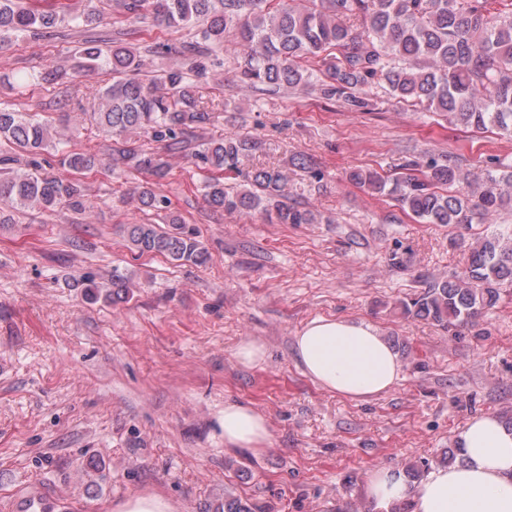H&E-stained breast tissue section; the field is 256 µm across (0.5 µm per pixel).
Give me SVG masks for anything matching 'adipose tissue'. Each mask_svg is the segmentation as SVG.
Returning <instances> with one entry per match:
<instances>
[{
	"label": "adipose tissue",
	"instance_id": "ef3b65f1",
	"mask_svg": "<svg viewBox=\"0 0 512 512\" xmlns=\"http://www.w3.org/2000/svg\"><path fill=\"white\" fill-rule=\"evenodd\" d=\"M295 357L318 386L362 400L380 395L401 379L402 364L372 324L320 317L294 342ZM228 448H263L271 426L251 404L228 401L220 419ZM462 463L431 471L417 484L392 467L369 476V495L387 508L411 500L413 512H512V427L487 413L471 418L458 435Z\"/></svg>",
	"mask_w": 512,
	"mask_h": 512
}]
</instances>
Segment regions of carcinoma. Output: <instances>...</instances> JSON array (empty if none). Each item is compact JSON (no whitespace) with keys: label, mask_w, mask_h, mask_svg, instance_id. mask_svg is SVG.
Returning <instances> with one entry per match:
<instances>
[{"label":"carcinoma","mask_w":512,"mask_h":512,"mask_svg":"<svg viewBox=\"0 0 512 512\" xmlns=\"http://www.w3.org/2000/svg\"><path fill=\"white\" fill-rule=\"evenodd\" d=\"M59 9L39 10L0 0V36L53 28L60 17L75 27L97 21L93 13L73 14L63 0ZM127 14L151 16L157 24L179 28L203 18L199 40L184 61L169 69L161 94L136 77L141 60L126 45L112 42L107 51L92 37L79 50L85 67L96 63L112 71V83L97 87L94 115L116 137L134 132L164 142L170 150L187 146L185 135L210 122L208 103L195 97L187 75L203 76L208 46H222L233 34L242 53L241 79L250 86L296 87L318 82L323 98L364 109L356 90L384 86L393 96L411 99L470 131L496 129L512 137V0H121ZM315 59L314 73L301 61ZM28 154V159L0 153V202L13 210L67 208L85 210L76 178L42 172L37 156L59 143L50 127L27 112L0 109V142ZM247 139L229 137L194 154L211 175L203 184L205 202L227 213L263 214L278 224H313V212L288 203V176L278 167H256L237 190L224 187L222 175L240 172ZM116 161L134 163L162 177L161 157L132 146L116 150ZM60 163L74 174L92 170L93 156L64 152ZM464 178L459 156L409 161L393 178L373 170H353L349 180L373 193L387 194L401 209L426 224L466 226L503 210H512V171L487 172L471 191L453 187ZM140 209L165 212L169 199L152 185L138 194ZM171 229L130 224L129 249L137 255L159 254L198 264L206 251L197 237L171 215ZM512 289V232L486 237L468 248L463 270L448 280H431L423 292L399 301L401 314L443 327L476 328L479 319Z\"/></svg>","instance_id":"obj_1"}]
</instances>
